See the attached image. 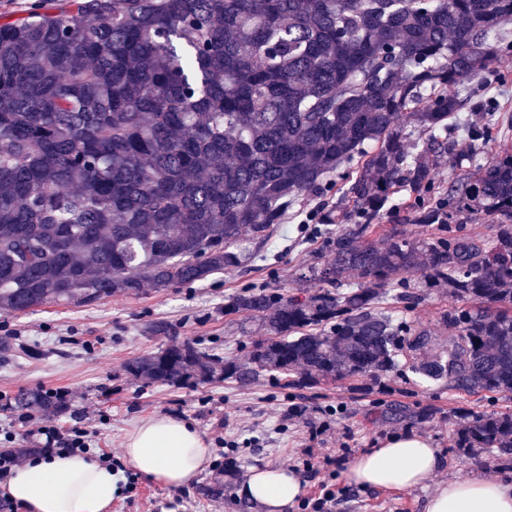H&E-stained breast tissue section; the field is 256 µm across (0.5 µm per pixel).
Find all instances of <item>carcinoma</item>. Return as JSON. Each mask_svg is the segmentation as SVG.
Returning <instances> with one entry per match:
<instances>
[{
    "label": "carcinoma",
    "instance_id": "carcinoma-1",
    "mask_svg": "<svg viewBox=\"0 0 512 512\" xmlns=\"http://www.w3.org/2000/svg\"><path fill=\"white\" fill-rule=\"evenodd\" d=\"M512 0H68L0 24V307L91 304L239 268L288 211L342 177L355 220L328 228L318 288H258L224 312L262 321L250 362L190 343L131 361L193 386L272 373L288 387L409 371L512 393V152L435 189L459 86L512 51ZM427 135L410 144L403 129ZM405 192L426 237L382 219ZM480 210L491 237L452 220ZM448 286V347L391 305ZM18 404L53 412L52 396ZM512 455V413L454 430Z\"/></svg>",
    "mask_w": 512,
    "mask_h": 512
}]
</instances>
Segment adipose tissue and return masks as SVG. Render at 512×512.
<instances>
[{
	"label": "adipose tissue",
	"instance_id": "adipose-tissue-1",
	"mask_svg": "<svg viewBox=\"0 0 512 512\" xmlns=\"http://www.w3.org/2000/svg\"><path fill=\"white\" fill-rule=\"evenodd\" d=\"M125 456L143 476L166 487L193 484L209 450L191 421L166 415L141 420L128 433ZM442 466L437 448L418 435L389 438L357 457L349 482L376 489H415ZM117 475L92 457L55 454L13 469L0 491L24 512H109ZM302 493L299 478L279 467L252 469L240 494L260 512H287ZM425 512H512V478H453L429 496Z\"/></svg>",
	"mask_w": 512,
	"mask_h": 512
}]
</instances>
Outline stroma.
Masks as SVG:
<instances>
[{
	"instance_id": "stroma-1",
	"label": "stroma",
	"mask_w": 512,
	"mask_h": 512,
	"mask_svg": "<svg viewBox=\"0 0 512 512\" xmlns=\"http://www.w3.org/2000/svg\"><path fill=\"white\" fill-rule=\"evenodd\" d=\"M470 96L452 122L462 164L437 158L438 185L463 180L500 153L512 149V128L499 116L512 115V53L494 57L481 78L470 81ZM489 127L488 138L472 141V124ZM252 255L245 267L207 280L166 290L144 286L129 296H113L95 304H48L19 315L0 308V428L14 430V447L28 445L26 428L17 416L20 394L62 392L66 408L56 422H71L75 412L96 406L101 422L95 428L100 447L122 452L127 433L139 421L155 415L191 420L205 440L212 460L195 484L186 488L179 512H257L245 508L239 488L253 467L291 468L300 461H321L331 455V469L304 474L303 497L335 494L333 512H424V503L439 485L452 478L479 474L493 478L512 475V459H497L484 451L471 459L451 446V433L469 412L512 411V393L467 391L446 382L425 383L413 374H389L381 381L344 378L313 387L284 388L261 373L249 383L228 379L194 386L171 387L137 379L127 364L173 343L190 342L219 358L248 362L261 334L243 315L225 313L230 299L245 286H264L291 297L314 289L309 267L323 263L327 248L321 238L305 233L295 219L278 225L263 242L244 239ZM453 300L447 289L435 288L419 302L397 304L398 316L430 330L436 345H444L448 328L441 322ZM156 321L167 322L165 335L150 332ZM301 417L284 422L289 407ZM235 441L232 453L237 476L218 498L205 487L220 481L214 463L221 451L216 434ZM416 434L430 439L444 458L440 470L422 487L378 490L350 483L348 464L379 447L389 437Z\"/></svg>"
}]
</instances>
